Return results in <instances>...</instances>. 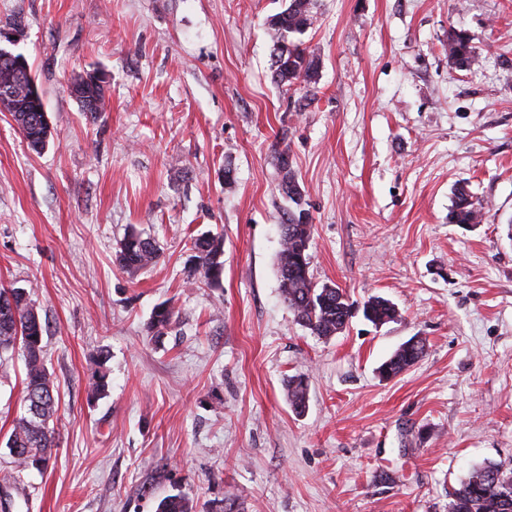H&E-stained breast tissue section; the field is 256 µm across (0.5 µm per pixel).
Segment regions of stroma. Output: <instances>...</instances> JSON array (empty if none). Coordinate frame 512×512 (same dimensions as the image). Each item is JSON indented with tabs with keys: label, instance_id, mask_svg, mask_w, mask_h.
I'll return each instance as SVG.
<instances>
[{
	"label": "stroma",
	"instance_id": "35a3bbf8",
	"mask_svg": "<svg viewBox=\"0 0 512 512\" xmlns=\"http://www.w3.org/2000/svg\"><path fill=\"white\" fill-rule=\"evenodd\" d=\"M282 0H0V30L36 76L52 128L31 150L0 112V286L30 292L59 399L48 468L16 482L5 437L21 358L0 370V501L11 512H448L477 465L512 466V0H314L307 92L272 80L266 20ZM473 35L458 69L449 28ZM107 77L82 112L78 74ZM288 150L313 224L314 281L355 306L324 339L284 303L279 224ZM480 223L448 221L457 187ZM159 244L135 273L129 226ZM224 237L220 287L191 243ZM170 304L174 328L147 333ZM424 357L378 368L411 337ZM110 387L90 400L91 359ZM308 380L304 414L287 395ZM448 63L457 68L469 69L479 64L480 59L473 46V37L463 29L448 30ZM364 317L374 325H383L395 321L399 316L398 308L381 297H370L363 304Z\"/></svg>",
	"mask_w": 512,
	"mask_h": 512
}]
</instances>
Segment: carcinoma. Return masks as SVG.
I'll use <instances>...</instances> for the list:
<instances>
[{"mask_svg": "<svg viewBox=\"0 0 512 512\" xmlns=\"http://www.w3.org/2000/svg\"><path fill=\"white\" fill-rule=\"evenodd\" d=\"M313 0H286L285 7L267 21L273 49L272 78L275 82L299 90L315 80L319 58L310 46L299 39L315 22ZM448 63L469 69L480 59L473 46V37L463 29L448 30ZM14 99L5 107L12 113L28 145L38 151L46 146L47 128L38 113L26 112L27 88L17 82ZM281 174L279 189L294 204H299L301 189L295 179L288 150L277 152ZM483 217L482 204L463 186L456 188L453 205L448 214L452 224H476ZM281 249L278 255V275L284 302L297 322L321 338L329 339L345 330L353 317V304L343 290L334 285H318L310 273L309 253L312 224L309 213L300 208L284 214L279 224ZM191 268L210 286L220 285L224 270V238L207 233L192 242ZM160 251L154 239L135 227L128 230L120 242L117 259L129 271H139L154 264ZM364 317L375 325L396 320L398 308L381 297H371L363 304ZM175 323L172 307L158 305L148 323L149 335L159 339L167 335ZM44 326L35 310L29 292L24 288L0 289V367L21 352L24 362V396L22 411L12 421L6 448L14 464L16 476L34 468H47L54 448L58 447L54 420L58 403L54 381L46 365L43 345ZM426 344L419 340L406 341L384 361L379 372L386 378L395 377L425 354ZM108 356L98 353L94 359L91 395L102 396L109 382L106 362ZM288 400L293 410L301 414L308 401V381L302 375L288 379ZM453 512H512V467L488 462L473 467L454 490L450 502ZM189 498L182 493L169 494L159 503L157 512H191Z\"/></svg>", "mask_w": 512, "mask_h": 512, "instance_id": "carcinoma-1", "label": "carcinoma"}]
</instances>
